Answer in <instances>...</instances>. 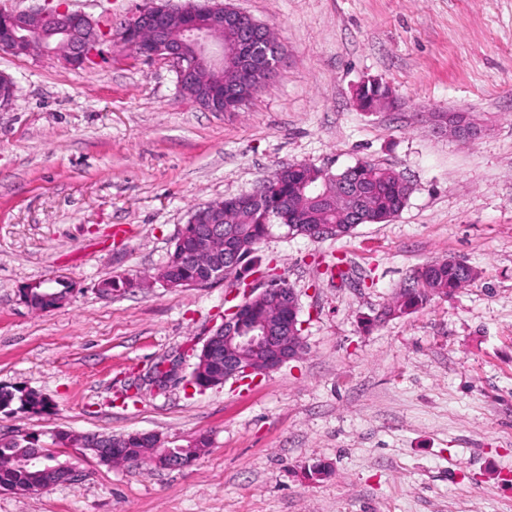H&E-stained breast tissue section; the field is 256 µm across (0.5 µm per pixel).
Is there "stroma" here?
I'll return each instance as SVG.
<instances>
[{
  "mask_svg": "<svg viewBox=\"0 0 512 512\" xmlns=\"http://www.w3.org/2000/svg\"><path fill=\"white\" fill-rule=\"evenodd\" d=\"M146 0H68L105 24ZM274 30L281 67L236 112L181 95L170 63L103 47L73 67L0 51L17 83L0 110V383L44 394L43 415L0 413V436L205 435L180 470L106 466L81 450L75 484L0 490V512H512V0H226ZM386 83L392 107L361 111ZM463 112L480 134L435 128ZM371 160L412 192L401 214L333 239L274 230L264 264L295 289L305 353L248 383L155 392L162 360L202 345L224 285L128 288L155 273L190 210L276 169ZM343 259L349 283L329 277ZM475 281L372 327L423 265ZM69 300L36 311L26 284ZM323 474H312L313 465ZM377 85L373 86L370 85L368 88L364 89L363 92L360 93L359 99L361 102L362 108H366L367 106L375 105V106H382L383 103L389 100L391 95V89L387 85H383L382 83L376 82ZM355 99L358 102V105L360 106L358 94H355ZM360 106V107H361ZM361 108V109H362ZM364 112H373L376 110L372 109H362ZM71 290V284L63 278L56 279L55 281L50 282H37L36 284L31 286L30 289L32 300L31 307L34 309H38L40 307V294L42 293L41 298L44 310H52L58 308L62 304H64L66 300L69 298V296L72 294L73 290L69 295ZM54 292L59 293L62 299H66L60 301L57 294Z\"/></svg>",
  "mask_w": 512,
  "mask_h": 512,
  "instance_id": "1",
  "label": "stroma"
}]
</instances>
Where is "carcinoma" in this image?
<instances>
[{
  "label": "carcinoma",
  "mask_w": 512,
  "mask_h": 512,
  "mask_svg": "<svg viewBox=\"0 0 512 512\" xmlns=\"http://www.w3.org/2000/svg\"><path fill=\"white\" fill-rule=\"evenodd\" d=\"M265 86L263 75L252 73L237 77L238 102L245 105ZM391 89L381 83L369 86L360 93L362 107L382 106L389 100ZM321 169L311 167L306 172L291 174L271 186L275 195L286 196L292 204L288 223L295 226L294 234L306 236L311 224H337L342 233H350V224L344 208L339 202L315 203L309 195L301 192L300 182L305 174L317 175ZM346 180L354 192L365 188L371 193L364 202L363 215L367 224L386 223L398 216L406 207L411 187L397 171L382 167L372 161H359L344 170ZM283 219L276 210L260 211L258 209L227 208L224 210V224L233 227L240 239L241 249L249 255L250 263L257 265L255 256L257 246L266 236V228L281 224ZM476 279L472 268L464 261L444 259L423 266V272L416 276V286L404 290L400 300L406 306L422 307L431 297L456 291L465 283ZM71 284L63 278L50 282H38L31 286V307H40V294L57 292L61 298L68 297ZM195 362L191 379L200 390H207L224 385V358H211L201 349L194 350ZM49 402L40 393L12 385H0V412L40 414L48 411ZM73 440L71 433L59 431L51 438V443L40 442L36 437L12 436L0 438V489L20 493H37L58 483L67 481L69 465L59 460L61 449L70 447ZM115 441L112 459L99 460L101 464H135L147 467H159L151 459L150 449L157 447L158 439L138 433L122 436H106L104 441ZM208 446L207 437L200 435L193 438L181 449L182 455L191 462L199 456V451ZM41 451L38 462L32 464L28 458L34 449Z\"/></svg>",
  "instance_id": "1"
}]
</instances>
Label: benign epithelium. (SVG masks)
Returning a JSON list of instances; mask_svg holds the SVG:
<instances>
[{"instance_id":"benign-epithelium-1","label":"benign epithelium","mask_w":512,"mask_h":512,"mask_svg":"<svg viewBox=\"0 0 512 512\" xmlns=\"http://www.w3.org/2000/svg\"><path fill=\"white\" fill-rule=\"evenodd\" d=\"M22 14L33 19L34 24L20 22ZM22 14L0 10V18L10 31L14 47L27 44L34 51L59 53L65 62L74 66L93 62L98 46L105 41L118 42L124 35L144 34L148 41L139 57L171 63L180 88L193 84L202 66L210 73L233 71L237 74L257 66L264 68L272 79L280 64V56L269 57L259 41L258 23L246 13L222 4L198 8L190 3L157 5L150 2L120 21L115 30L84 13L70 10L63 0H58L56 5L53 0H45V4ZM35 28L60 34L62 39L50 49L34 43L29 35ZM226 29L234 33L233 40H224L222 32ZM14 94V79L1 71L0 108L8 106ZM308 187L318 199L333 194L350 203L352 223H360L362 201L355 200L344 183H335L330 175L321 184L312 181ZM267 196L268 185L265 184L238 196V201L244 206L262 209ZM188 223L196 227L192 250L179 253L176 261L206 253L208 263L193 280L180 278L174 267L165 265L158 280L168 288H206L224 283L228 299L242 297L238 304L224 311L222 323L213 332L215 336L224 337V379L258 376L300 358L305 341L301 335L297 293L277 287L278 280L265 279L259 272L248 276L241 273V248L236 233L224 226V199L204 203L189 215ZM254 295L273 297L275 305L284 313L253 317L247 301ZM174 376V365L164 361L154 372L153 380L156 385L165 387Z\"/></svg>"}]
</instances>
